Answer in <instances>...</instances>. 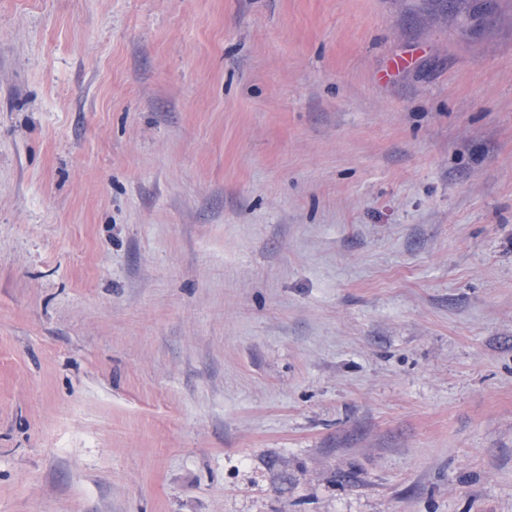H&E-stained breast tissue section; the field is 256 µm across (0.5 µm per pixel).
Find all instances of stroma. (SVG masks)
I'll list each match as a JSON object with an SVG mask.
<instances>
[{
  "mask_svg": "<svg viewBox=\"0 0 512 512\" xmlns=\"http://www.w3.org/2000/svg\"><path fill=\"white\" fill-rule=\"evenodd\" d=\"M0 512H512V0H0Z\"/></svg>",
  "mask_w": 512,
  "mask_h": 512,
  "instance_id": "1",
  "label": "stroma"
}]
</instances>
